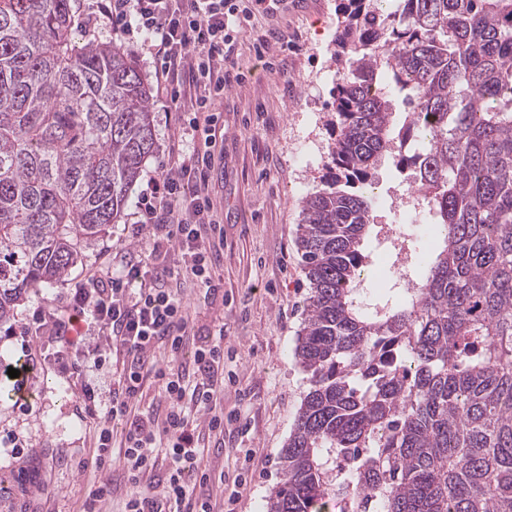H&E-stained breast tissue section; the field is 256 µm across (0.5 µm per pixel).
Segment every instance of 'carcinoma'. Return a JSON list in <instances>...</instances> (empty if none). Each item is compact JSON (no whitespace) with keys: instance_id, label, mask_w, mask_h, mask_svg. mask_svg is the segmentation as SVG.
Wrapping results in <instances>:
<instances>
[{"instance_id":"carcinoma-1","label":"carcinoma","mask_w":512,"mask_h":512,"mask_svg":"<svg viewBox=\"0 0 512 512\" xmlns=\"http://www.w3.org/2000/svg\"><path fill=\"white\" fill-rule=\"evenodd\" d=\"M340 11L327 173L297 231L309 389L266 512H512V0ZM154 148L130 52L77 46L70 0H0V325L121 217ZM386 157L432 229L418 287L370 305Z\"/></svg>"}]
</instances>
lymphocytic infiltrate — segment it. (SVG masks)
Segmentation results:
<instances>
[{
    "label": "lymphocytic infiltrate",
    "mask_w": 512,
    "mask_h": 512,
    "mask_svg": "<svg viewBox=\"0 0 512 512\" xmlns=\"http://www.w3.org/2000/svg\"><path fill=\"white\" fill-rule=\"evenodd\" d=\"M263 0H108L105 14L126 39L144 36L190 148L160 176L149 178L138 198L134 239L146 242L150 262L91 271L58 307H41L25 336L56 343L54 364L81 378V399L100 413L94 442L97 470L118 463L125 487L123 512H215L208 474L187 478V462L203 456L209 439L224 434V338L196 347L190 363L166 370L156 352L181 351L192 321L178 290L163 282L175 275L212 285L217 259L209 172L224 137L216 104L230 81H242L234 54L241 33ZM181 267L169 264L171 254ZM83 324L85 341L69 335ZM115 362L120 374L109 391L87 380L90 369ZM160 382L163 408L140 409L147 379ZM125 424L114 436L112 421ZM157 489L143 491L146 478Z\"/></svg>",
    "instance_id": "1"
}]
</instances>
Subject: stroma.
Returning a JSON list of instances; mask_svg holds the SVG:
<instances>
[{"label":"stroma","instance_id":"35a3bbf8","mask_svg":"<svg viewBox=\"0 0 512 512\" xmlns=\"http://www.w3.org/2000/svg\"><path fill=\"white\" fill-rule=\"evenodd\" d=\"M339 5L340 0H308L300 8L285 0L257 14L252 30L240 38L237 66L245 79L224 90V144L209 180L214 215L224 227L212 270L215 286L202 288L187 277L178 283L192 315L179 361L191 360L201 338L224 337V446L210 448L193 467L223 478L228 493L236 476L246 477L236 512H265L282 476L279 451L309 388L292 357L309 297L296 229L302 201L321 188L328 161ZM269 29L283 32L288 45L258 55L256 40ZM75 41L126 44L148 83H155L140 44L125 42L106 20L78 27ZM150 104L156 150L131 187L120 222L86 249L66 281L40 288L0 326V366H15L27 355L38 364L27 381L29 400L0 401V512H78L98 483L91 467L96 421L78 397L79 381L51 364L40 344L24 343L20 332L37 307L61 304L90 271L108 262L149 261L147 245L133 241L129 231L137 198L149 177L185 149L169 98L154 90ZM375 180L383 189L374 224L420 235L421 225L412 223L399 198L385 194L403 183L395 165H382ZM63 385L71 389L69 398L59 393ZM13 436L25 442L20 452L7 445Z\"/></svg>","mask_w":512,"mask_h":512}]
</instances>
